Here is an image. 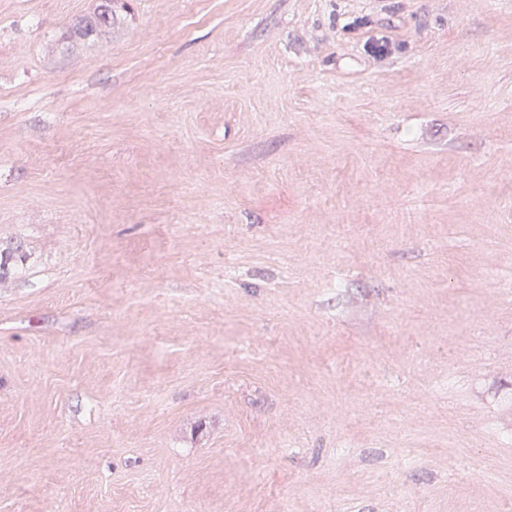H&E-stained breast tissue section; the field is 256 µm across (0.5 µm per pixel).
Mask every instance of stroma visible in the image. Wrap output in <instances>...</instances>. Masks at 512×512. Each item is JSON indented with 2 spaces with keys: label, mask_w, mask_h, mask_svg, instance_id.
Instances as JSON below:
<instances>
[{
  "label": "stroma",
  "mask_w": 512,
  "mask_h": 512,
  "mask_svg": "<svg viewBox=\"0 0 512 512\" xmlns=\"http://www.w3.org/2000/svg\"><path fill=\"white\" fill-rule=\"evenodd\" d=\"M126 2L0 0V512H512V0ZM95 10L86 16L79 18L70 28L65 39L68 40V46L77 41H86L95 39L99 35L105 34L112 29V25L118 20L115 10L120 0H100Z\"/></svg>",
  "instance_id": "35a3bbf8"
}]
</instances>
